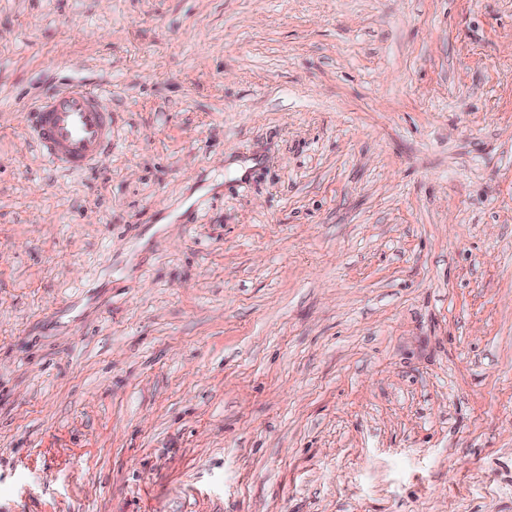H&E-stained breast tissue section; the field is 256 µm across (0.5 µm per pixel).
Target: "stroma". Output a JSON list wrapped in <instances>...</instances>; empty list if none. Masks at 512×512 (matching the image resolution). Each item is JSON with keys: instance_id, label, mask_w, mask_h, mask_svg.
<instances>
[{"instance_id": "obj_1", "label": "stroma", "mask_w": 512, "mask_h": 512, "mask_svg": "<svg viewBox=\"0 0 512 512\" xmlns=\"http://www.w3.org/2000/svg\"><path fill=\"white\" fill-rule=\"evenodd\" d=\"M0 512H512V0H0ZM100 98L96 89L72 86L30 107L27 134L49 165L78 173L112 148V112L100 107Z\"/></svg>"}]
</instances>
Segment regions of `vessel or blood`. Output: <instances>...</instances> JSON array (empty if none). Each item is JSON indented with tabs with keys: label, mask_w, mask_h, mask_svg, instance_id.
Listing matches in <instances>:
<instances>
[{
	"label": "vessel or blood",
	"mask_w": 512,
	"mask_h": 512,
	"mask_svg": "<svg viewBox=\"0 0 512 512\" xmlns=\"http://www.w3.org/2000/svg\"><path fill=\"white\" fill-rule=\"evenodd\" d=\"M100 98L98 90L73 86L32 105L27 134L49 165L78 173L111 148L112 115Z\"/></svg>",
	"instance_id": "obj_1"
}]
</instances>
